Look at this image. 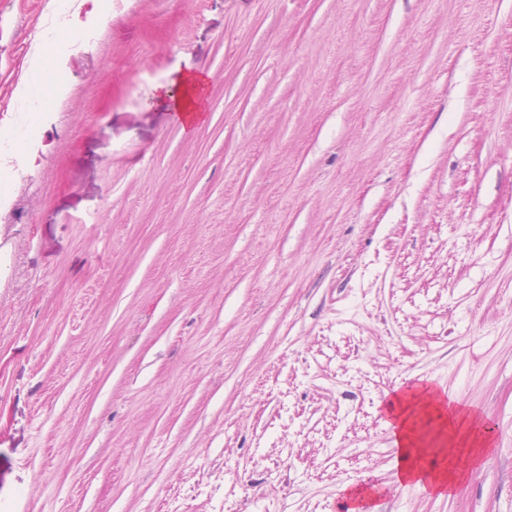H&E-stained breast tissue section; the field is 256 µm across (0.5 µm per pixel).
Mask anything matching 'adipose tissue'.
<instances>
[{
    "instance_id": "ef3b65f1",
    "label": "adipose tissue",
    "mask_w": 512,
    "mask_h": 512,
    "mask_svg": "<svg viewBox=\"0 0 512 512\" xmlns=\"http://www.w3.org/2000/svg\"><path fill=\"white\" fill-rule=\"evenodd\" d=\"M54 83L55 66L46 52L45 38L43 35H36L30 53V66L18 81L14 98L18 101L33 97L46 100L47 92ZM386 411V425L391 430L395 449L392 467L398 481L402 483H413L442 495L460 483L465 476L464 469L454 461L429 473L421 471L415 457L419 441L417 421L420 416H435L442 429L453 434L465 428L473 430V444L467 452L471 461L480 460L490 444L489 439L478 432V419L454 411L432 389L420 385L390 397Z\"/></svg>"
}]
</instances>
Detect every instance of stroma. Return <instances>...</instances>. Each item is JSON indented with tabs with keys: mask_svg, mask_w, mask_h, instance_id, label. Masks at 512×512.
Instances as JSON below:
<instances>
[{
	"mask_svg": "<svg viewBox=\"0 0 512 512\" xmlns=\"http://www.w3.org/2000/svg\"><path fill=\"white\" fill-rule=\"evenodd\" d=\"M69 10L0 175V512H512V0ZM421 380L495 428L443 497L390 468ZM345 499L350 506L349 512H376L378 506L374 504L375 496L371 488L354 486L346 488Z\"/></svg>",
	"mask_w": 512,
	"mask_h": 512,
	"instance_id": "1",
	"label": "stroma"
}]
</instances>
